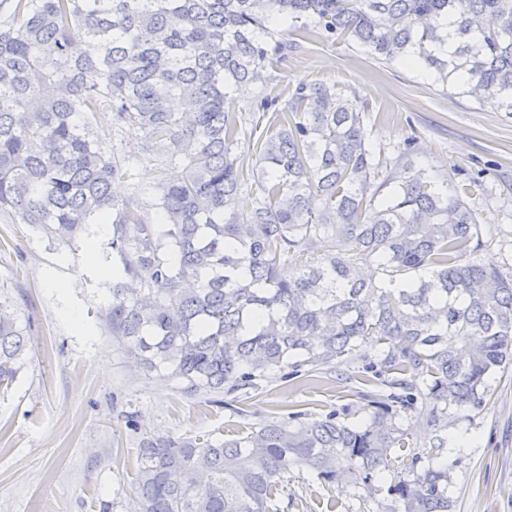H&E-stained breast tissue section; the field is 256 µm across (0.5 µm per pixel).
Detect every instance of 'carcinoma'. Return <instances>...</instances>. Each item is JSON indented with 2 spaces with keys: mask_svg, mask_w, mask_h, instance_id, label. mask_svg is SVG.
<instances>
[{
  "mask_svg": "<svg viewBox=\"0 0 512 512\" xmlns=\"http://www.w3.org/2000/svg\"><path fill=\"white\" fill-rule=\"evenodd\" d=\"M309 18L331 41L420 65L512 114V0H0V213L59 237L112 221L136 287L112 286L104 320L139 368L186 396L231 395L370 342L361 380L389 389L356 411L291 413L224 441L146 437L134 512H270L292 466L369 494L400 470L395 506L378 512H453L448 439L393 458L408 445L397 417L420 409L446 427L449 412L484 407L489 376L512 366V276L476 256L471 185L451 191L414 168L416 138L381 159L359 98L315 82L284 104L256 98L271 131L241 142L228 93L297 49L272 25ZM175 97L192 112L172 111ZM95 125L125 146L109 149ZM144 155L164 167L153 201L115 198ZM246 188L255 199L241 210ZM369 263L388 281L361 278ZM29 344L0 302V389Z\"/></svg>",
  "mask_w": 512,
  "mask_h": 512,
  "instance_id": "carcinoma-1",
  "label": "carcinoma"
}]
</instances>
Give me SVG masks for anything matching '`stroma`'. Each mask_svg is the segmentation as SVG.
Segmentation results:
<instances>
[{"label": "stroma", "instance_id": "1", "mask_svg": "<svg viewBox=\"0 0 512 512\" xmlns=\"http://www.w3.org/2000/svg\"><path fill=\"white\" fill-rule=\"evenodd\" d=\"M297 42L269 67V88L284 99L300 83L336 84L365 105L372 145L386 158L414 137L420 167L446 175L453 187L478 178L465 200L479 223L480 255L511 269L512 114L448 93L422 68L383 63L352 41L327 42L315 27ZM111 241L108 224H87L59 239L0 215V300L31 335L26 366L0 391V512H100L105 503L130 512L143 438L229 439L291 412L315 420L358 403V372L376 352L369 343L316 381L272 383L225 407L143 373L103 322L122 270ZM488 391L484 409L454 415L447 431L416 412L402 421L416 452L430 451L447 434L454 512H512V369L493 375ZM129 413L137 430L125 425ZM391 502L386 490L370 495L346 480L324 484L293 467L272 506L376 512Z\"/></svg>", "mask_w": 512, "mask_h": 512}]
</instances>
